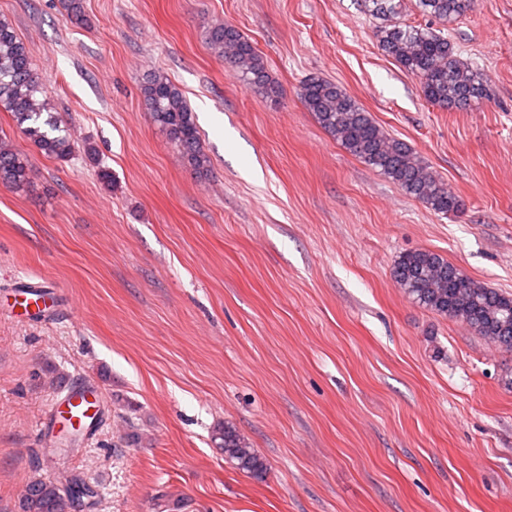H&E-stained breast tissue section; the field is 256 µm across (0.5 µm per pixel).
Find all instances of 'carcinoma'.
I'll return each mask as SVG.
<instances>
[{"mask_svg": "<svg viewBox=\"0 0 512 512\" xmlns=\"http://www.w3.org/2000/svg\"><path fill=\"white\" fill-rule=\"evenodd\" d=\"M379 20L376 37L381 49L419 79L425 98L441 109L465 110L488 97L481 73L455 54L441 30L400 22L403 0H363ZM476 0H415L419 13L442 25L472 10ZM208 42L228 68L256 92L271 96L276 87L253 44L228 24L208 30ZM141 92L154 124L187 157L200 174L210 160L203 150L193 112L180 88L154 73ZM299 98L306 111L337 143L380 172L402 191L436 214L459 208L457 196L437 178L403 141L386 134L357 101L340 86L319 77L302 83ZM12 115L20 132L44 155L60 160L75 151L70 134L58 122L47 97V79L35 72L26 44L13 26L0 18V111ZM31 165L8 141L0 139V181L15 188L30 183ZM396 285L415 303L468 326L489 343L512 350V297L471 279L443 256L427 251L399 257L392 271ZM224 458L252 476H261L265 461L235 428L224 426ZM90 485L67 479L30 481L23 494V512H71L93 497Z\"/></svg>", "mask_w": 512, "mask_h": 512, "instance_id": "1", "label": "carcinoma"}]
</instances>
